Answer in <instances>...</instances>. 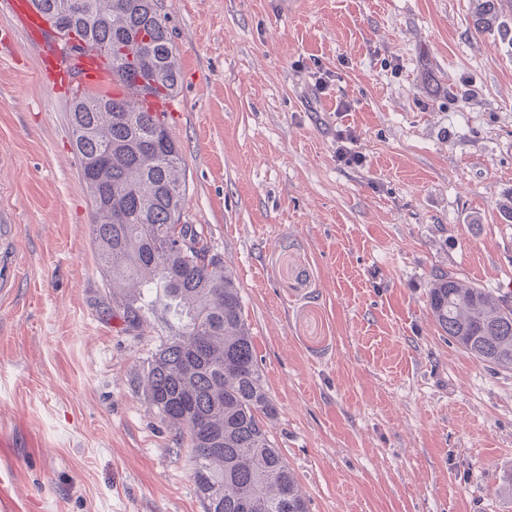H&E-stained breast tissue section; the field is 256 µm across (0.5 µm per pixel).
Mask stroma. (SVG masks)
I'll use <instances>...</instances> for the list:
<instances>
[{"label":"stroma","mask_w":512,"mask_h":512,"mask_svg":"<svg viewBox=\"0 0 512 512\" xmlns=\"http://www.w3.org/2000/svg\"><path fill=\"white\" fill-rule=\"evenodd\" d=\"M181 83V223L237 279L271 438L309 512H512V370L437 326L450 273L512 296V49L471 0H158ZM0 14V470L18 512H204L134 390L70 102ZM365 162L336 160V133Z\"/></svg>","instance_id":"stroma-1"}]
</instances>
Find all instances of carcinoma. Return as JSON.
<instances>
[{"label":"carcinoma","instance_id":"cac0c4a2","mask_svg":"<svg viewBox=\"0 0 512 512\" xmlns=\"http://www.w3.org/2000/svg\"><path fill=\"white\" fill-rule=\"evenodd\" d=\"M473 24L512 46V0H472ZM59 34L89 40L128 92L87 90L71 102L72 144L92 202V243L116 307L132 328L161 311L168 338L136 388L187 448L205 512H308L271 439L265 388L233 273L204 228L179 224L186 187L166 119L130 92L173 97L180 70L157 0H84ZM139 73L144 84L131 76ZM190 248L174 245L175 235ZM430 308L440 329L477 362L512 369V303L453 275L436 276Z\"/></svg>","mask_w":512,"mask_h":512}]
</instances>
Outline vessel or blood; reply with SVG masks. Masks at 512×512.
I'll list each match as a JSON object with an SVG mask.
<instances>
[{"label":"vessel or blood","instance_id":"vessel-or-blood-1","mask_svg":"<svg viewBox=\"0 0 512 512\" xmlns=\"http://www.w3.org/2000/svg\"><path fill=\"white\" fill-rule=\"evenodd\" d=\"M0 7L8 9L20 21L31 41L41 44L43 81L73 84L84 89L110 84L112 71L107 59L90 48L74 53L63 38L47 29L43 17L32 9L30 0H0Z\"/></svg>","mask_w":512,"mask_h":512}]
</instances>
